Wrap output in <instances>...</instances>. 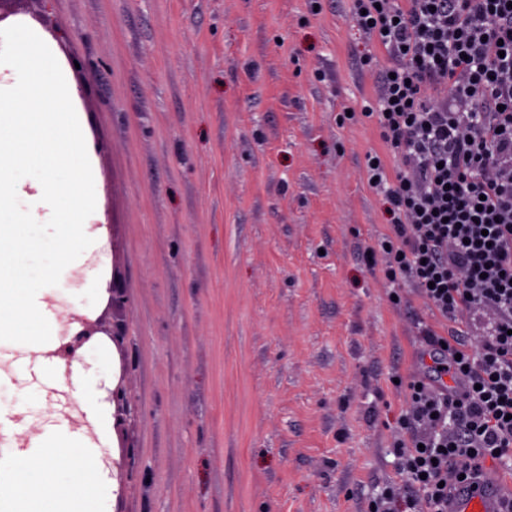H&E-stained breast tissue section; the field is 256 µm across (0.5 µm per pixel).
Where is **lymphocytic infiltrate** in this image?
Returning a JSON list of instances; mask_svg holds the SVG:
<instances>
[{
    "mask_svg": "<svg viewBox=\"0 0 512 512\" xmlns=\"http://www.w3.org/2000/svg\"><path fill=\"white\" fill-rule=\"evenodd\" d=\"M388 51L375 99L405 168L368 182L394 219L383 261L450 328L423 330L425 359L395 436L408 480L376 512H448V490L512 460V0H352ZM482 319L471 354L456 322Z\"/></svg>",
    "mask_w": 512,
    "mask_h": 512,
    "instance_id": "obj_1",
    "label": "lymphocytic infiltrate"
}]
</instances>
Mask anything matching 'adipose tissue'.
<instances>
[{
	"instance_id": "obj_1",
	"label": "adipose tissue",
	"mask_w": 512,
	"mask_h": 512,
	"mask_svg": "<svg viewBox=\"0 0 512 512\" xmlns=\"http://www.w3.org/2000/svg\"><path fill=\"white\" fill-rule=\"evenodd\" d=\"M78 94L37 25L0 26V356L30 379L20 390L0 377V512H109L112 502L101 467L112 427L109 346L90 340L68 363L53 355L61 330L80 329L69 315L93 316L109 288L93 271L67 307L57 303L67 273L106 243ZM59 389L88 426L65 416ZM34 410L44 416L36 434Z\"/></svg>"
}]
</instances>
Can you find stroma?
Here are the masks:
<instances>
[{"mask_svg": "<svg viewBox=\"0 0 512 512\" xmlns=\"http://www.w3.org/2000/svg\"><path fill=\"white\" fill-rule=\"evenodd\" d=\"M88 118L112 343L111 512H372L448 323L385 276L366 164L385 49L351 0H50ZM400 302H393V295Z\"/></svg>", "mask_w": 512, "mask_h": 512, "instance_id": "1", "label": "stroma"}]
</instances>
